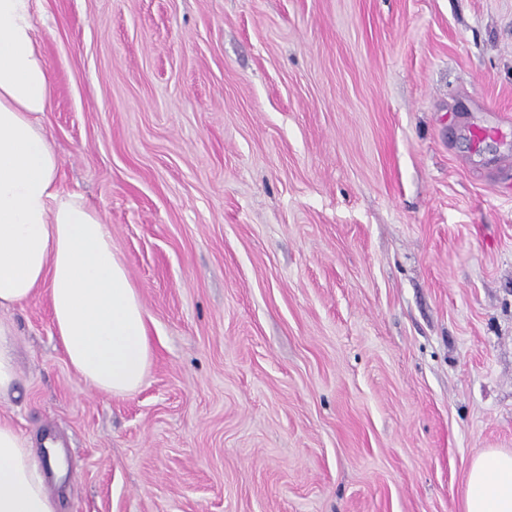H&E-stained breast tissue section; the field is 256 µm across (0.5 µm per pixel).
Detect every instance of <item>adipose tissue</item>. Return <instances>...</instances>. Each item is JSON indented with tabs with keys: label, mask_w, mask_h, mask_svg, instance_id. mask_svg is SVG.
I'll list each match as a JSON object with an SVG mask.
<instances>
[{
	"label": "adipose tissue",
	"mask_w": 512,
	"mask_h": 512,
	"mask_svg": "<svg viewBox=\"0 0 512 512\" xmlns=\"http://www.w3.org/2000/svg\"><path fill=\"white\" fill-rule=\"evenodd\" d=\"M52 82L35 37L33 0H0V310L47 290L67 360L93 390L129 395L152 362L145 310L112 248V229L60 186V160L40 121ZM60 454L0 419V512H57L49 485ZM463 512H512V452L482 451Z\"/></svg>",
	"instance_id": "obj_1"
}]
</instances>
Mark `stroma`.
<instances>
[{"instance_id": "obj_1", "label": "stroma", "mask_w": 512, "mask_h": 512, "mask_svg": "<svg viewBox=\"0 0 512 512\" xmlns=\"http://www.w3.org/2000/svg\"><path fill=\"white\" fill-rule=\"evenodd\" d=\"M34 9L61 188L153 349L108 396L46 296L0 311L59 512H463L512 451V0Z\"/></svg>"}]
</instances>
